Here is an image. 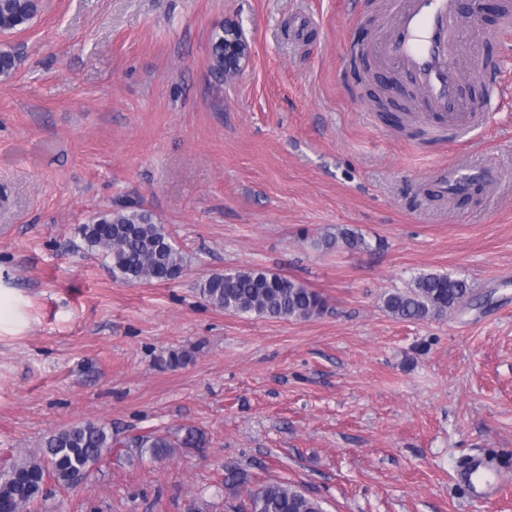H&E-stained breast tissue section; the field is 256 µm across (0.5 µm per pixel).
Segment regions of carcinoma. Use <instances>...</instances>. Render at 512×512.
I'll return each instance as SVG.
<instances>
[{
	"label": "carcinoma",
	"instance_id": "1",
	"mask_svg": "<svg viewBox=\"0 0 512 512\" xmlns=\"http://www.w3.org/2000/svg\"><path fill=\"white\" fill-rule=\"evenodd\" d=\"M33 0H0V32L25 28L33 19ZM12 50L0 49V78L15 71ZM88 247L102 251L112 260V277L128 284L166 282L178 278L184 268V256L171 233L147 210H117L102 214L79 227ZM326 247L341 245L354 250L368 247L355 231L342 228ZM200 296L209 304L233 314L260 317L307 319L321 312L322 296L298 280L269 270L227 268L199 285ZM472 289L467 281L449 273L418 276L410 289L389 294L385 306L396 317L425 320L445 317L470 300ZM192 359L188 350H172L157 359L165 369H177ZM114 447H129L112 436V427L99 422H76L49 434L40 456L14 463L0 473V501L10 512H26L42 498V486L50 476L66 489L81 485L104 453ZM139 455L163 458L173 453L175 445L159 434L139 436L134 440ZM248 475L225 470L224 488L245 493L230 512H324L321 502L284 482L248 487Z\"/></svg>",
	"mask_w": 512,
	"mask_h": 512
}]
</instances>
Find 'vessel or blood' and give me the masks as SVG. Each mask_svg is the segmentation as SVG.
<instances>
[{"label": "vessel or blood", "instance_id": "vessel-or-blood-1", "mask_svg": "<svg viewBox=\"0 0 512 512\" xmlns=\"http://www.w3.org/2000/svg\"><path fill=\"white\" fill-rule=\"evenodd\" d=\"M395 21L389 38L379 47L385 60L403 69L423 91L428 107L458 136H466L473 122L464 116L468 99L457 76L452 55L457 43L462 0H391ZM467 175L458 167L445 168L433 177L440 196L464 185ZM460 478L474 497H491L499 488L497 474L486 462L470 458Z\"/></svg>", "mask_w": 512, "mask_h": 512}]
</instances>
